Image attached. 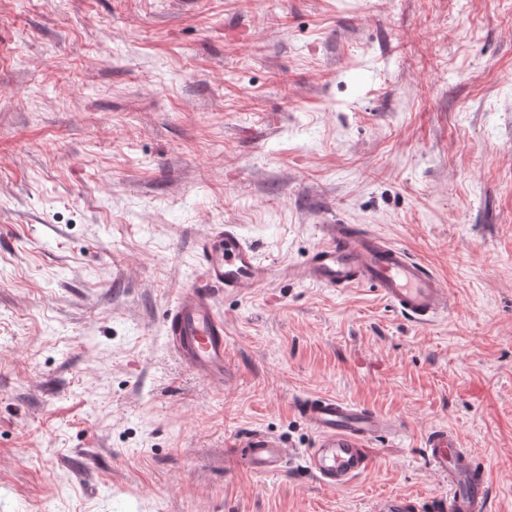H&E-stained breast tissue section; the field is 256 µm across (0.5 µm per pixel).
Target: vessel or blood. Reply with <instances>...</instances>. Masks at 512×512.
I'll list each match as a JSON object with an SVG mask.
<instances>
[{
	"label": "vessel or blood",
	"mask_w": 512,
	"mask_h": 512,
	"mask_svg": "<svg viewBox=\"0 0 512 512\" xmlns=\"http://www.w3.org/2000/svg\"><path fill=\"white\" fill-rule=\"evenodd\" d=\"M197 277L183 288L164 315L168 346L194 374L216 384H230L235 370L224 357V318L218 294L237 293L268 282L273 275H293L292 267L274 268L260 259L254 245L231 224L213 225L196 247ZM303 274L324 288L370 286L410 321L427 325L448 314L447 287L406 248L383 236L348 224H329L324 242L307 260ZM295 409L315 435L301 458L328 487L341 489L370 467L368 445L399 430L391 417L331 395L297 397ZM237 446L244 464L257 475L283 471L291 456L270 435L253 431ZM426 459L433 472L448 480L453 492L445 512H485L486 469L447 429L432 430Z\"/></svg>",
	"instance_id": "1"
}]
</instances>
